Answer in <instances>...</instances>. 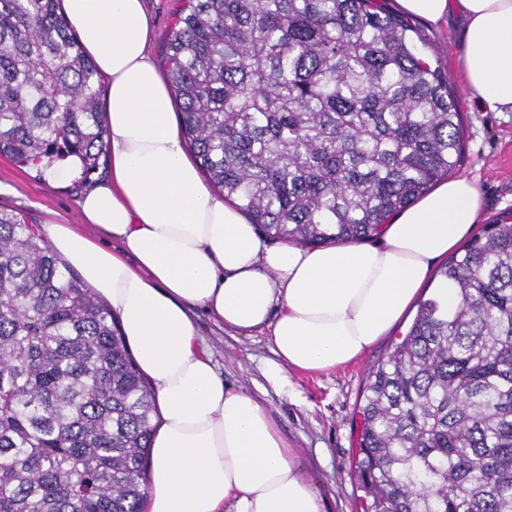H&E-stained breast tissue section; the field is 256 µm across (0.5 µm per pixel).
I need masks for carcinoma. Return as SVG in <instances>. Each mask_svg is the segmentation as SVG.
Returning <instances> with one entry per match:
<instances>
[{"instance_id": "obj_1", "label": "carcinoma", "mask_w": 512, "mask_h": 512, "mask_svg": "<svg viewBox=\"0 0 512 512\" xmlns=\"http://www.w3.org/2000/svg\"><path fill=\"white\" fill-rule=\"evenodd\" d=\"M375 0H185L164 54L203 174L270 239L376 237L459 164L461 112ZM96 65L60 0H0V155L105 156ZM372 372L363 512H512V221L439 270ZM158 419L107 302L0 210V512H142Z\"/></svg>"}]
</instances>
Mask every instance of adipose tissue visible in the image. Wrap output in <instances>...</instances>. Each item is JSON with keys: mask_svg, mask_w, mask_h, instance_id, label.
<instances>
[{"mask_svg": "<svg viewBox=\"0 0 512 512\" xmlns=\"http://www.w3.org/2000/svg\"><path fill=\"white\" fill-rule=\"evenodd\" d=\"M431 24L465 21L461 67L471 100L512 112V0H397ZM107 87L109 174L71 224L44 231L68 266L109 303L160 410L143 512H325L297 452L253 394L225 385L201 346L194 308L222 328L269 336L264 375L359 359L387 335L484 212L476 179L440 182L383 225L374 243L269 244L201 178L152 54L143 0H62ZM116 239L113 250L98 234Z\"/></svg>", "mask_w": 512, "mask_h": 512, "instance_id": "ef3b65f1", "label": "adipose tissue"}]
</instances>
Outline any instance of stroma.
I'll return each instance as SVG.
<instances>
[{
  "label": "stroma",
  "mask_w": 512,
  "mask_h": 512,
  "mask_svg": "<svg viewBox=\"0 0 512 512\" xmlns=\"http://www.w3.org/2000/svg\"><path fill=\"white\" fill-rule=\"evenodd\" d=\"M409 24L422 37L419 51L447 76L458 101L463 148L457 174L478 177L485 201L483 223L502 216L512 219V112H490L470 100L460 67L464 26L459 17H449L447 27L441 29L417 18ZM103 175L100 169L81 172L54 184L0 155V209L20 213L39 226L75 224L79 194ZM415 315V310H408L388 336L351 364L329 373L291 374L284 393L263 375L265 363L273 357L266 333L241 336L218 326L201 309L194 310L193 320L198 339L225 384L246 389L263 402L297 448L300 469L318 483L327 512H362L364 491L349 473L360 429L357 408L371 371L386 359Z\"/></svg>",
  "instance_id": "35a3bbf8"
}]
</instances>
